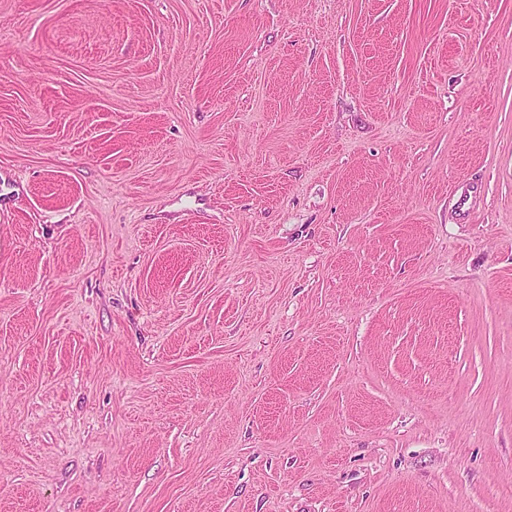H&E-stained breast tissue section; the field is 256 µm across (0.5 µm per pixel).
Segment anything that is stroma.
Wrapping results in <instances>:
<instances>
[{
	"mask_svg": "<svg viewBox=\"0 0 512 512\" xmlns=\"http://www.w3.org/2000/svg\"><path fill=\"white\" fill-rule=\"evenodd\" d=\"M0 512H512V0H0Z\"/></svg>",
	"mask_w": 512,
	"mask_h": 512,
	"instance_id": "1",
	"label": "stroma"
}]
</instances>
